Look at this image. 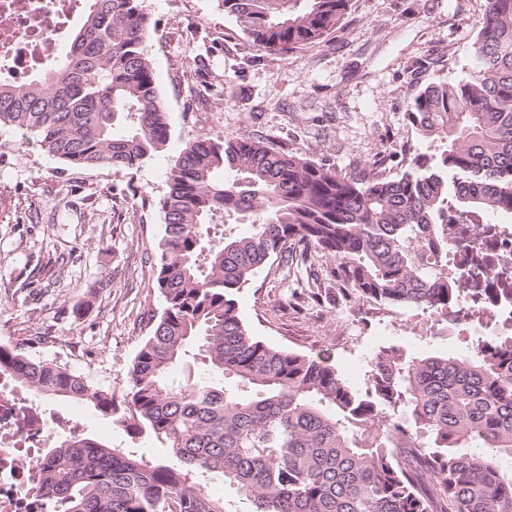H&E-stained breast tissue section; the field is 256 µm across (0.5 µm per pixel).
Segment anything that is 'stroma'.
Wrapping results in <instances>:
<instances>
[{
  "mask_svg": "<svg viewBox=\"0 0 512 512\" xmlns=\"http://www.w3.org/2000/svg\"><path fill=\"white\" fill-rule=\"evenodd\" d=\"M145 43L171 137L141 167L65 165L26 131L0 127V346L56 363L123 397L129 367L160 318L153 286L164 227L159 201L186 143L257 136L345 175L377 157L404 170L418 144L404 119L427 84L461 76L484 0H351L341 26L306 49L254 45L221 0H148ZM329 260L258 270L237 292L239 314L265 343L336 368L365 389L375 354L398 345L454 355L456 338L429 311L345 292ZM36 411L76 417L83 436L171 461L164 444L128 437L91 407L32 396Z\"/></svg>",
  "mask_w": 512,
  "mask_h": 512,
  "instance_id": "1",
  "label": "stroma"
}]
</instances>
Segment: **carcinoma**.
Returning a JSON list of instances; mask_svg holds the SVG:
<instances>
[{"instance_id": "1", "label": "carcinoma", "mask_w": 512, "mask_h": 512, "mask_svg": "<svg viewBox=\"0 0 512 512\" xmlns=\"http://www.w3.org/2000/svg\"><path fill=\"white\" fill-rule=\"evenodd\" d=\"M349 0H222L270 54L324 41ZM146 0H89L64 57L42 79L0 82V126L30 131L68 165L130 170L164 151L168 112L145 51ZM431 153H406L342 176L249 135L186 143L159 201L164 235L154 287L166 308L133 359L119 401L67 368L0 347V374L45 396L88 403L131 438L154 437L179 461L154 462L79 434L57 439L30 487L65 512H225L196 481L217 473L251 512H512V336H484L468 357L396 345L371 361L363 391L335 368L250 334L236 293L291 247L336 262V282L381 305L448 317L461 289L448 276L441 225L512 216V0H486L470 63L408 103ZM248 224L211 238L210 225ZM481 293L487 251L464 257ZM204 381L172 380L189 355ZM423 448L426 481L392 451Z\"/></svg>"}]
</instances>
